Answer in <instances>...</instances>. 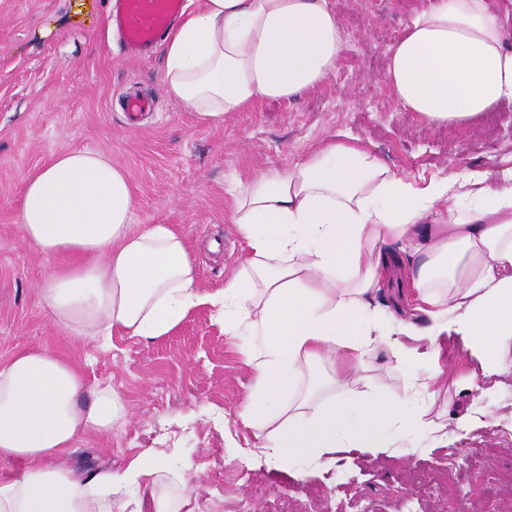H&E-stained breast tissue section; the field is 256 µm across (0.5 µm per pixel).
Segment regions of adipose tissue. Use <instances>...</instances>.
Wrapping results in <instances>:
<instances>
[{
    "label": "adipose tissue",
    "instance_id": "ef3b65f1",
    "mask_svg": "<svg viewBox=\"0 0 512 512\" xmlns=\"http://www.w3.org/2000/svg\"><path fill=\"white\" fill-rule=\"evenodd\" d=\"M347 34L333 0H203L166 35L163 86L200 121L220 123L267 99L321 85ZM397 103L434 126L478 120L512 101V31L490 0H432L390 52ZM463 169L418 186L347 134L283 167L234 178L230 222L245 256L223 287L201 288L185 238L136 224L125 172L104 153L69 150L26 183L22 239L67 263L40 288L56 328L78 341L155 340L196 308L225 332L261 337L245 363L255 383L240 414L264 437V460L290 473L350 449L378 452L390 429L424 431L421 406L376 387L305 395L304 371L349 374L376 345L407 368L461 336L485 369L512 350V165L500 187ZM420 255L410 304L392 313L372 296L388 275L384 252ZM426 329H418V319ZM123 393L88 386L48 347L0 364V512H194L190 498L155 492L165 463L147 448L126 467L68 465L83 440L128 419Z\"/></svg>",
    "mask_w": 512,
    "mask_h": 512
}]
</instances>
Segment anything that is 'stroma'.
<instances>
[{
  "label": "stroma",
  "mask_w": 512,
  "mask_h": 512,
  "mask_svg": "<svg viewBox=\"0 0 512 512\" xmlns=\"http://www.w3.org/2000/svg\"><path fill=\"white\" fill-rule=\"evenodd\" d=\"M431 0H334L347 33L341 61L319 87L292 102L269 100L196 120L163 90V46L129 57L108 26L112 0H0V363L49 346L82 368L88 384L108 382L131 415L108 437L81 445L74 465L125 467L156 449L173 469L199 473L196 512H512V370L484 377L448 339L449 357L403 373L387 347L359 369L393 397L409 380L427 385L419 403L438 432L395 437L384 453L351 450L289 474L253 458L258 444L239 413L254 385L248 333H225L208 308L193 310L168 336L115 338L108 349L78 342L52 324L38 291L59 262L21 239L25 182L54 155L100 151L127 174L137 199L132 221L182 234L202 287L219 288L242 255L224 188L236 176L278 167L341 133L358 137L418 185L461 168L493 170L512 154V103L478 123L426 124L403 110L385 80L390 48L408 15ZM152 103L128 117L126 97ZM390 278L375 302L405 305L409 257H388ZM442 367L443 378L433 376ZM477 381L483 393L469 392ZM460 417L474 418L470 428Z\"/></svg>",
  "instance_id": "stroma-1"
}]
</instances>
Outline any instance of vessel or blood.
<instances>
[{
	"instance_id": "vessel-or-blood-1",
	"label": "vessel or blood",
	"mask_w": 512,
	"mask_h": 512,
	"mask_svg": "<svg viewBox=\"0 0 512 512\" xmlns=\"http://www.w3.org/2000/svg\"><path fill=\"white\" fill-rule=\"evenodd\" d=\"M183 6L184 0H115L112 19L127 47L139 51L157 43Z\"/></svg>"
}]
</instances>
